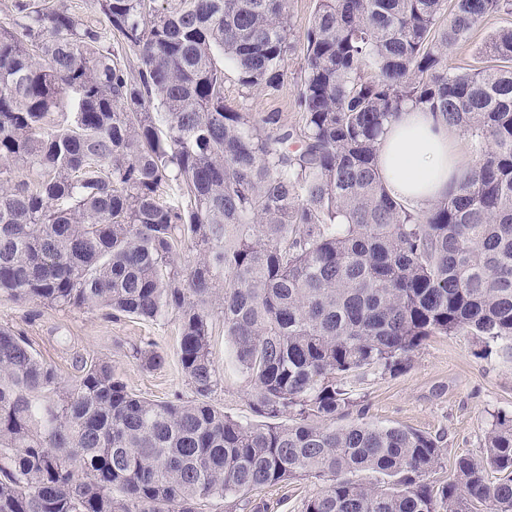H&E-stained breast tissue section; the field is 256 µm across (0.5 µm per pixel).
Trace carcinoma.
<instances>
[{
  "instance_id": "obj_1",
  "label": "carcinoma",
  "mask_w": 512,
  "mask_h": 512,
  "mask_svg": "<svg viewBox=\"0 0 512 512\" xmlns=\"http://www.w3.org/2000/svg\"><path fill=\"white\" fill-rule=\"evenodd\" d=\"M163 2L96 0L102 28L19 0L0 24V293L176 316L196 399L136 396L107 361L65 385L0 327V512H201L307 477L329 485L304 512H512V417L438 485L432 436L335 425L353 405L344 379L396 374L431 336L512 351V25L480 48L489 64L448 62L512 0H316L295 132L224 104L226 65L248 89L280 87L288 0ZM407 107L473 143L457 190L426 210L393 198L378 167ZM171 184L177 207L159 201ZM217 299L254 408L292 422L208 402Z\"/></svg>"
}]
</instances>
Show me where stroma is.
<instances>
[{
    "label": "stroma",
    "instance_id": "1",
    "mask_svg": "<svg viewBox=\"0 0 512 512\" xmlns=\"http://www.w3.org/2000/svg\"><path fill=\"white\" fill-rule=\"evenodd\" d=\"M302 56V48H295L283 83L275 90L244 88L235 71L225 68V105L258 123L268 119L276 127H300L295 92ZM212 323V358L221 380L209 401L234 419L261 422L248 395V381L233 362L220 309H213ZM0 325L23 335L64 382L78 376L81 362L104 360L140 397L164 402L195 397L178 365L175 318H115L101 309L51 307L0 295ZM150 344L166 356L165 364L156 369L141 366L135 356L137 349ZM349 387L355 405L348 416L340 417V424L360 417L439 438L442 458L429 478L441 482L452 475L457 457L481 455L484 435L497 416H512V357L485 349L480 339L467 333L432 336L411 354L402 372L372 371L364 380L350 381ZM325 486V481L308 477L241 494L234 502L211 500L205 512H232L236 503L257 505L260 512H303L304 502Z\"/></svg>",
    "mask_w": 512,
    "mask_h": 512
}]
</instances>
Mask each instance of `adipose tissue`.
I'll use <instances>...</instances> for the list:
<instances>
[{
	"instance_id": "adipose-tissue-1",
	"label": "adipose tissue",
	"mask_w": 512,
	"mask_h": 512,
	"mask_svg": "<svg viewBox=\"0 0 512 512\" xmlns=\"http://www.w3.org/2000/svg\"><path fill=\"white\" fill-rule=\"evenodd\" d=\"M378 166L392 197L424 209L457 188L467 155L458 131L410 108L381 137Z\"/></svg>"
}]
</instances>
